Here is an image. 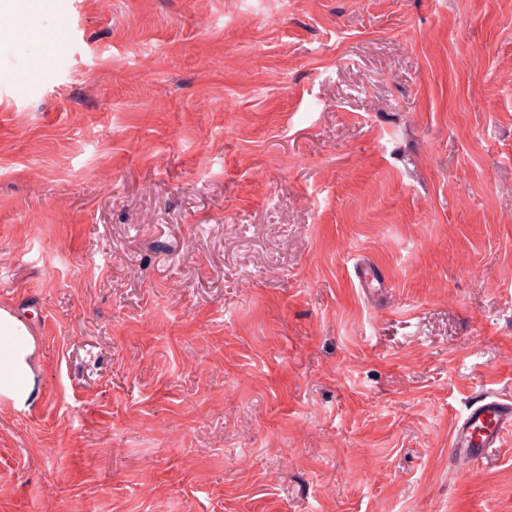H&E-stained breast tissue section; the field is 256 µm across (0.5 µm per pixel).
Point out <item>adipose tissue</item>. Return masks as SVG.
<instances>
[{"label":"adipose tissue","instance_id":"adipose-tissue-1","mask_svg":"<svg viewBox=\"0 0 512 512\" xmlns=\"http://www.w3.org/2000/svg\"><path fill=\"white\" fill-rule=\"evenodd\" d=\"M34 350L27 326L0 308V397L10 400L19 410L28 409L34 400Z\"/></svg>","mask_w":512,"mask_h":512}]
</instances>
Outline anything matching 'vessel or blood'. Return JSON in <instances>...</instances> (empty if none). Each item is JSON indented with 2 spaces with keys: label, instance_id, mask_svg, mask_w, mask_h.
<instances>
[{
  "label": "vessel or blood",
  "instance_id": "vessel-or-blood-1",
  "mask_svg": "<svg viewBox=\"0 0 512 512\" xmlns=\"http://www.w3.org/2000/svg\"><path fill=\"white\" fill-rule=\"evenodd\" d=\"M512 434V399L492 391L478 392L452 429L450 448L457 467L498 453Z\"/></svg>",
  "mask_w": 512,
  "mask_h": 512
}]
</instances>
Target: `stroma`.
Instances as JSON below:
<instances>
[{
	"label": "stroma",
	"mask_w": 512,
	"mask_h": 512,
	"mask_svg": "<svg viewBox=\"0 0 512 512\" xmlns=\"http://www.w3.org/2000/svg\"><path fill=\"white\" fill-rule=\"evenodd\" d=\"M31 22L61 40H0V307L39 393L0 398V512H512V437L449 448L512 397V0ZM512 434V399L492 391L478 392L459 417L450 437L451 455L459 468L498 453Z\"/></svg>",
	"instance_id": "stroma-1"
}]
</instances>
